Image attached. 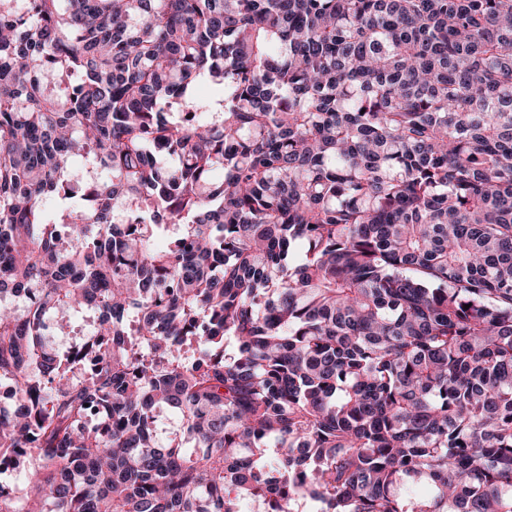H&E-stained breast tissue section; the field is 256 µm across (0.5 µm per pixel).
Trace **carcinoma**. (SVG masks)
<instances>
[{"label":"carcinoma","instance_id":"cac0c4a2","mask_svg":"<svg viewBox=\"0 0 512 512\" xmlns=\"http://www.w3.org/2000/svg\"><path fill=\"white\" fill-rule=\"evenodd\" d=\"M14 2L0 512H512V0Z\"/></svg>","mask_w":512,"mask_h":512}]
</instances>
